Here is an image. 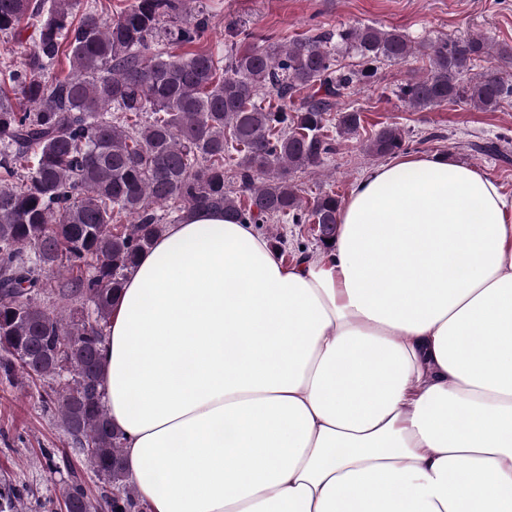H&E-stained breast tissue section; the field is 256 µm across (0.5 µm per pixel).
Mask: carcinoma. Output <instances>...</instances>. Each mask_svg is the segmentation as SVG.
Here are the masks:
<instances>
[{"label":"carcinoma","mask_w":512,"mask_h":512,"mask_svg":"<svg viewBox=\"0 0 512 512\" xmlns=\"http://www.w3.org/2000/svg\"><path fill=\"white\" fill-rule=\"evenodd\" d=\"M191 2L131 0L109 13L88 0L76 21L78 0H0V33L24 20L34 28L24 61L0 69V379L40 382L42 408L86 467L70 472L65 489L77 512H142L123 434L102 401L99 357L139 256L167 223L197 209L242 224H317L315 240L328 248L341 200L325 193L303 203L294 174L335 151L323 133L331 112L339 136L358 135L361 113L335 111L347 90L426 47L368 25L264 47L237 30L223 54L168 51L199 43L209 25L202 8L189 17ZM334 40L360 57L359 68L338 65ZM426 48L428 72L399 86L405 106L493 111L512 98L511 72H473L485 58L511 65L512 45L472 34ZM63 54L70 71L60 78L53 69ZM304 90L313 94L295 104ZM364 150L392 157L405 138L385 126ZM50 297L76 307L66 314Z\"/></svg>","instance_id":"carcinoma-1"}]
</instances>
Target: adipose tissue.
<instances>
[{
    "mask_svg": "<svg viewBox=\"0 0 512 512\" xmlns=\"http://www.w3.org/2000/svg\"><path fill=\"white\" fill-rule=\"evenodd\" d=\"M101 357L150 512H512V199L405 156L290 262L194 211L140 256Z\"/></svg>",
    "mask_w": 512,
    "mask_h": 512,
    "instance_id": "ef3b65f1",
    "label": "adipose tissue"
}]
</instances>
